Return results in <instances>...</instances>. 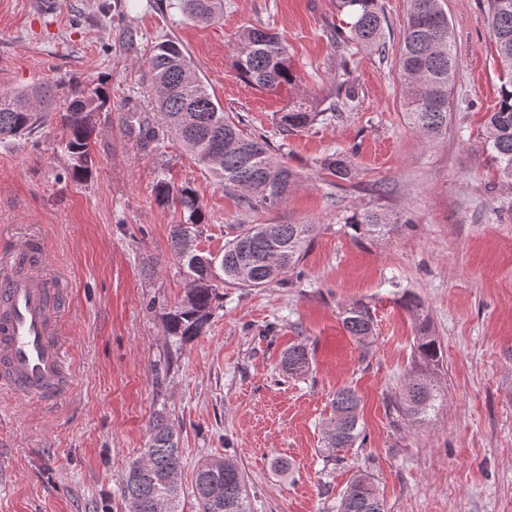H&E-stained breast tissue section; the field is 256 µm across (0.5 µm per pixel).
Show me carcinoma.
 <instances>
[{"instance_id": "carcinoma-1", "label": "carcinoma", "mask_w": 512, "mask_h": 512, "mask_svg": "<svg viewBox=\"0 0 512 512\" xmlns=\"http://www.w3.org/2000/svg\"><path fill=\"white\" fill-rule=\"evenodd\" d=\"M488 21L501 67L500 97L489 113L483 151L496 165L505 182L512 185V0H486ZM180 14L198 25L214 21L224 10V0H177ZM336 10L347 17L345 26L326 31L327 38L341 53L350 45L364 46L385 55L388 51L381 0H336ZM188 62L180 43L167 38L157 42L149 59L150 80L156 89L160 112L167 129L226 191L239 194L246 210L269 209L287 195L294 180L288 167L271 155L263 136L242 134L239 124L224 115L218 100L198 77H189ZM232 68L255 89L278 92L298 81L288 51L278 36L263 26H247L239 35L232 56ZM400 79L404 87L408 123L431 143L448 130L450 94L457 76L453 35L440 0H408L406 22L399 45ZM59 87L37 85L20 92L0 93V144L7 146L60 113L69 131L64 150L73 161V175L91 173V147L95 135V114L109 102L102 90L86 91L70 85L63 104H57ZM356 92L349 79L335 83L326 92L332 100L329 110L340 112L354 101ZM129 136L146 147L158 138L150 117L140 105L127 100ZM322 112L306 101H295L279 113L277 124L292 132L314 124ZM321 166L340 180L352 178L351 165L336 154ZM155 201L180 211L184 221L172 226L170 249L189 278L181 303L163 316L166 335L182 343L202 335L218 308L222 296L215 284L214 267L222 281L236 288H265L297 268L315 230L313 224H244L216 256L195 248L194 242L205 224V211L196 191L188 184L174 187L164 178L155 184ZM355 229L379 235L392 224L387 212H356L349 220ZM344 329L358 343L368 342L374 323L363 304L345 310ZM416 353L425 364L439 360L441 348L425 329L416 337ZM311 357L306 347L288 349L284 365L288 373L309 371ZM440 394L424 374L412 378L401 397V412L420 423L435 410ZM359 397L349 388L336 392L334 417L327 424V448H353L363 441L359 419ZM180 437L163 415L149 426L146 448L130 463L121 491L129 512H179L182 486ZM193 496L198 512H253L247 475L230 456L206 458L195 470ZM337 512H384V503L365 474L352 477Z\"/></svg>"}]
</instances>
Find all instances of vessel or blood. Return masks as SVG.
Masks as SVG:
<instances>
[{"label":"vessel or blood","instance_id":"vessel-or-blood-1","mask_svg":"<svg viewBox=\"0 0 512 512\" xmlns=\"http://www.w3.org/2000/svg\"><path fill=\"white\" fill-rule=\"evenodd\" d=\"M62 293L42 267L0 257V385L51 404L71 379L57 338Z\"/></svg>","mask_w":512,"mask_h":512}]
</instances>
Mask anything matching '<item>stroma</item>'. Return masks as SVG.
<instances>
[{"instance_id": "35a3bbf8", "label": "stroma", "mask_w": 512, "mask_h": 512, "mask_svg": "<svg viewBox=\"0 0 512 512\" xmlns=\"http://www.w3.org/2000/svg\"><path fill=\"white\" fill-rule=\"evenodd\" d=\"M441 2L458 73L448 132L429 145L405 117L396 53L353 47L343 57L328 40L343 20L335 0H224L204 26L160 0H0V92L72 79L110 99L95 116L89 178H73L59 118L0 146V252L36 248L62 289L72 378L52 405L0 391V512H127L124 475L159 413L180 436L183 512H196L198 461L224 454L244 467L255 512H336L359 471L385 512H512V186L480 151L500 68L486 0ZM258 24L286 45L295 87L260 91L233 71L239 33ZM167 37L225 114L268 135L296 172L282 203L245 211L171 134L145 149L129 139L125 100L162 120L147 60ZM345 71L353 107L298 132L277 126L290 102H320ZM334 152L351 181L321 169ZM161 176L197 190L202 251L222 252L243 224L316 227L281 282L220 286L205 333L184 344L162 323L187 276L169 246L180 214L154 198ZM370 209L398 221L360 235L348 219ZM407 296L423 316L403 307ZM352 303L372 314L368 346L341 322ZM424 322L443 351L426 367L443 399L414 423L398 406ZM299 343L312 364L292 376L283 358ZM344 386L361 398L367 439L329 449L322 423Z\"/></svg>"}]
</instances>
